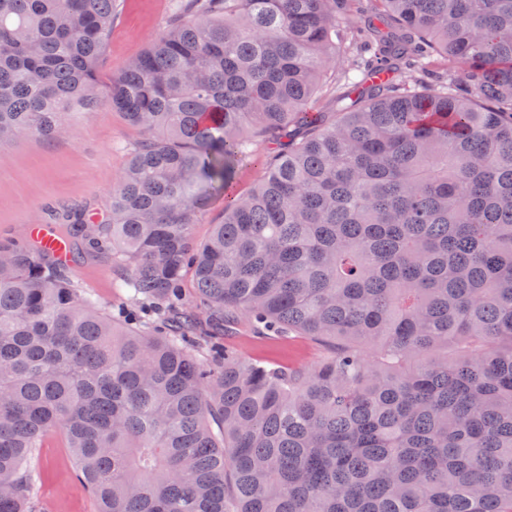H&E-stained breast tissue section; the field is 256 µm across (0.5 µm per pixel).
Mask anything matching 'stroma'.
<instances>
[{"label":"stroma","instance_id":"obj_1","mask_svg":"<svg viewBox=\"0 0 512 512\" xmlns=\"http://www.w3.org/2000/svg\"><path fill=\"white\" fill-rule=\"evenodd\" d=\"M97 72L100 95H108L113 75L141 55L172 21L175 0H118ZM141 138L120 113L109 107L72 112L50 139L26 135L0 146V240L22 238L29 224H46L51 204L79 206L105 218L111 191L124 171L129 149ZM121 271L111 257L77 262L74 283L107 309L120 307L124 296L114 286ZM223 342L255 358L310 366L327 353L304 336L268 338L242 323ZM31 469L38 512H97L98 504L83 486L75 457L62 430L50 431L38 448Z\"/></svg>","mask_w":512,"mask_h":512}]
</instances>
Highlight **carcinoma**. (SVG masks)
I'll return each mask as SVG.
<instances>
[{
	"instance_id": "obj_1",
	"label": "carcinoma",
	"mask_w": 512,
	"mask_h": 512,
	"mask_svg": "<svg viewBox=\"0 0 512 512\" xmlns=\"http://www.w3.org/2000/svg\"><path fill=\"white\" fill-rule=\"evenodd\" d=\"M354 2L177 0L104 99L116 0H0V144L106 104L142 132L106 222L50 210L127 319L0 242V512L57 428L100 512H512V0ZM243 318L329 353L200 334ZM263 172L262 165L255 159L244 163L237 173L234 190L236 195H245L250 192ZM224 205V195H218L200 212L196 224H192V238L195 242H204L209 237L213 224L222 221ZM262 335L243 321L233 333L221 338L224 345L245 356L294 365L311 366L328 352L325 346L305 336L268 338Z\"/></svg>"
}]
</instances>
